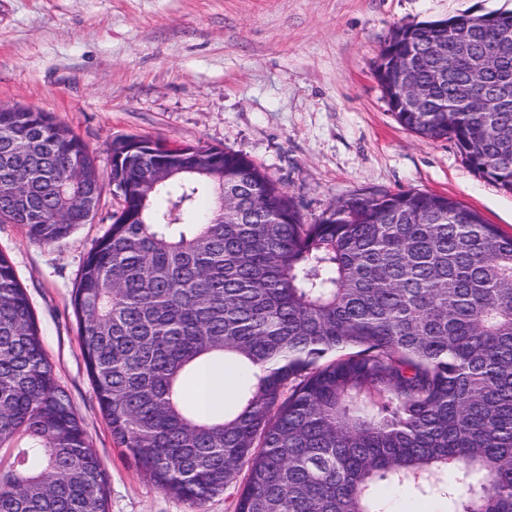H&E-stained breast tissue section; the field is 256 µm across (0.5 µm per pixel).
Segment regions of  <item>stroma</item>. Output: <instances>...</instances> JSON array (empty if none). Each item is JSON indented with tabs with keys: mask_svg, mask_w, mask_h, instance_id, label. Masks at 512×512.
<instances>
[{
	"mask_svg": "<svg viewBox=\"0 0 512 512\" xmlns=\"http://www.w3.org/2000/svg\"><path fill=\"white\" fill-rule=\"evenodd\" d=\"M512 10V0H0V103L49 113L110 171L113 139L245 154L313 221L359 191L444 194L512 233V193L449 141L403 128L375 70L390 30ZM119 207L43 243L0 221L57 384L106 476L107 512H235L236 488L201 508L158 489L112 440L93 393L73 294Z\"/></svg>",
	"mask_w": 512,
	"mask_h": 512,
	"instance_id": "35a3bbf8",
	"label": "stroma"
}]
</instances>
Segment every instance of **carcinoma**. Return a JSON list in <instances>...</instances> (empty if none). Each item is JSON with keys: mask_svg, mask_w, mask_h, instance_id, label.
Returning <instances> with one entry per match:
<instances>
[{"mask_svg": "<svg viewBox=\"0 0 512 512\" xmlns=\"http://www.w3.org/2000/svg\"><path fill=\"white\" fill-rule=\"evenodd\" d=\"M472 56L501 47L475 15L393 28L376 77L408 131L454 143L512 193L508 109L442 107ZM444 46L440 56L431 53ZM427 91L400 108V68ZM124 206L74 291L84 358L112 439L192 505L248 474L236 512H512V234L430 192H361L308 224L245 155L110 145ZM95 156L47 112H0V215L52 243L99 197ZM236 369L235 407L180 398ZM18 438L23 445L15 444ZM0 512H106V478L58 387L26 291L0 253Z\"/></svg>", "mask_w": 512, "mask_h": 512, "instance_id": "cac0c4a2", "label": "carcinoma"}]
</instances>
